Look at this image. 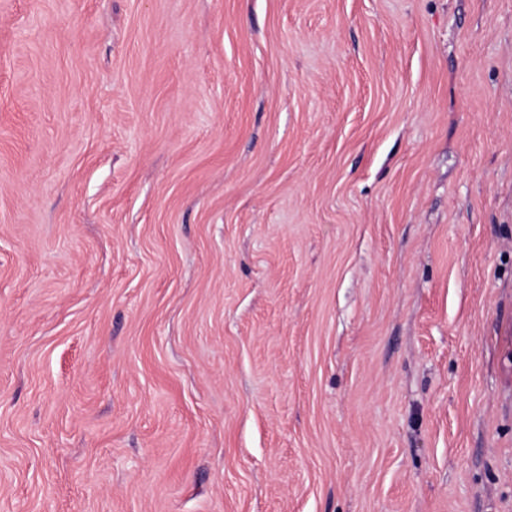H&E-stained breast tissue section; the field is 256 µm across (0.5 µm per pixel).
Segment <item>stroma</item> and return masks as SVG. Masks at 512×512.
Listing matches in <instances>:
<instances>
[{
  "label": "stroma",
  "instance_id": "obj_1",
  "mask_svg": "<svg viewBox=\"0 0 512 512\" xmlns=\"http://www.w3.org/2000/svg\"><path fill=\"white\" fill-rule=\"evenodd\" d=\"M512 0H0V512H512Z\"/></svg>",
  "mask_w": 512,
  "mask_h": 512
}]
</instances>
